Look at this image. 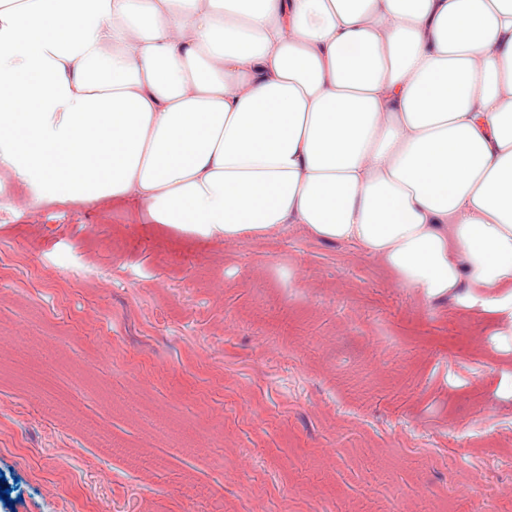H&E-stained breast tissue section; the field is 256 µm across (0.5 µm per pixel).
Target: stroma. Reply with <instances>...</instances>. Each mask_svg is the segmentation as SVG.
Masks as SVG:
<instances>
[{"label":"stroma","mask_w":512,"mask_h":512,"mask_svg":"<svg viewBox=\"0 0 512 512\" xmlns=\"http://www.w3.org/2000/svg\"><path fill=\"white\" fill-rule=\"evenodd\" d=\"M0 512H512V316L298 225L0 186Z\"/></svg>","instance_id":"obj_1"}]
</instances>
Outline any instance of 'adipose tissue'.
Wrapping results in <instances>:
<instances>
[{
    "mask_svg": "<svg viewBox=\"0 0 512 512\" xmlns=\"http://www.w3.org/2000/svg\"><path fill=\"white\" fill-rule=\"evenodd\" d=\"M203 240L289 224L512 288V0H0V173Z\"/></svg>",
    "mask_w": 512,
    "mask_h": 512,
    "instance_id": "ef3b65f1",
    "label": "adipose tissue"
}]
</instances>
